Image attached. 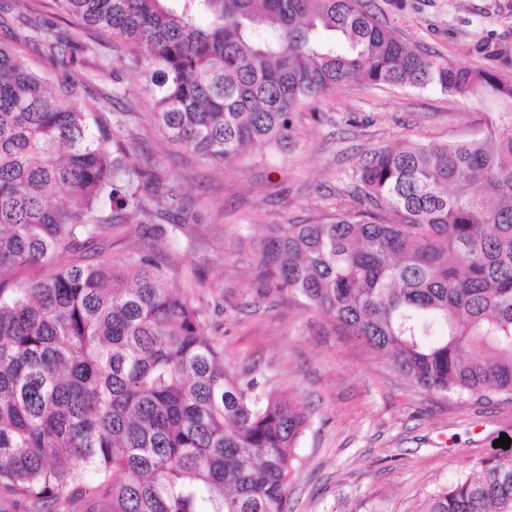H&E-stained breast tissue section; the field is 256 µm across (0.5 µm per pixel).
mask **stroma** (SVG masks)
<instances>
[{"instance_id": "stroma-1", "label": "stroma", "mask_w": 512, "mask_h": 512, "mask_svg": "<svg viewBox=\"0 0 512 512\" xmlns=\"http://www.w3.org/2000/svg\"><path fill=\"white\" fill-rule=\"evenodd\" d=\"M397 35L451 61L481 65V38L512 43V0H371ZM111 36L64 65L22 45L32 67L68 79L78 99L118 95L129 115L134 159L154 158L181 190L185 224L154 238L138 219L103 230L98 243L120 260L154 254L173 286L205 310V333L224 349L230 374L256 370L309 411L289 484L291 512H419L425 498L472 465L512 457L497 447L512 437V401L475 403L419 390L335 322L291 297L265 293L250 257L268 224H307L358 208L347 192L366 152L406 140H469L491 114L483 104L430 87H373L354 81L330 92L318 118L303 115L288 153L262 148L217 162L167 144L143 100L138 73L121 65ZM107 71H98L101 59Z\"/></svg>"}]
</instances>
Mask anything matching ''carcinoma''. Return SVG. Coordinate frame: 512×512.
Returning <instances> with one entry per match:
<instances>
[{"label": "carcinoma", "mask_w": 512, "mask_h": 512, "mask_svg": "<svg viewBox=\"0 0 512 512\" xmlns=\"http://www.w3.org/2000/svg\"><path fill=\"white\" fill-rule=\"evenodd\" d=\"M78 29L0 10L54 60L112 34L162 137L234 161L295 147L301 110L363 80L429 86L501 109L475 140L382 146L352 169L360 210L271 224L250 257L268 294L294 295L386 357L408 382L476 401L512 396V43L492 67L398 38L365 0H54ZM49 85L0 43V501L62 512H290L308 412L255 372L234 376L204 311L154 258L80 244L115 223L183 208L131 163L126 113ZM421 512H512V458L493 457Z\"/></svg>", "instance_id": "carcinoma-1"}]
</instances>
